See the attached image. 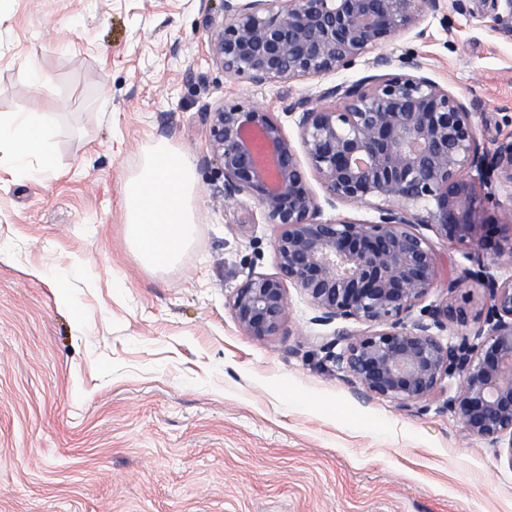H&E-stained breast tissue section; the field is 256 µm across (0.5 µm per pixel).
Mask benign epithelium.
I'll return each mask as SVG.
<instances>
[{
    "mask_svg": "<svg viewBox=\"0 0 512 512\" xmlns=\"http://www.w3.org/2000/svg\"><path fill=\"white\" fill-rule=\"evenodd\" d=\"M441 0H223L224 23L211 35L213 59L256 86L288 84L350 69L356 59L415 29ZM303 152L325 190L309 186L281 121L258 101L206 112L209 147L224 170V205L245 194L277 226L278 273L252 271L230 308L248 336L284 332L287 284L336 322L324 345L332 363L377 395L426 411L444 397V379L461 375L446 399L467 436L508 441L512 461V209L486 219L482 191L494 178L512 189V142L490 153L463 102L433 80L389 73L342 82L290 108ZM376 212L372 220H321L322 204ZM490 253L474 274L457 273L419 231ZM476 277L488 294L471 313L440 303L412 317L434 289L453 294ZM364 324L352 330L350 324ZM476 325V344L442 343L433 329ZM340 352H335L339 343Z\"/></svg>",
    "mask_w": 512,
    "mask_h": 512,
    "instance_id": "7a95c632",
    "label": "benign epithelium"
}]
</instances>
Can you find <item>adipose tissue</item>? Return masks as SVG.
Instances as JSON below:
<instances>
[{
    "mask_svg": "<svg viewBox=\"0 0 512 512\" xmlns=\"http://www.w3.org/2000/svg\"><path fill=\"white\" fill-rule=\"evenodd\" d=\"M54 136L47 113L0 114V154L23 170L41 175L56 172ZM192 189L187 159L166 147L156 148L137 180L125 185L124 200L130 210L127 236L146 265L163 268L181 257L194 226L188 204Z\"/></svg>",
    "mask_w": 512,
    "mask_h": 512,
    "instance_id": "1",
    "label": "adipose tissue"
}]
</instances>
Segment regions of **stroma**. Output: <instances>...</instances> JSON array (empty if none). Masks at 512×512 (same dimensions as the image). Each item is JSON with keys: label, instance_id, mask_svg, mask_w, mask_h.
<instances>
[{"label": "stroma", "instance_id": "stroma-1", "mask_svg": "<svg viewBox=\"0 0 512 512\" xmlns=\"http://www.w3.org/2000/svg\"><path fill=\"white\" fill-rule=\"evenodd\" d=\"M223 19L221 0H0V113L48 112L59 166H0V512H512L506 449L444 401L364 396L297 288L285 335L239 328L234 289L275 273L278 229L249 196L225 207L205 118L258 101L295 142L289 105L412 60L492 151L512 141V32L468 0L352 69L259 87L211 59ZM160 144L190 160L195 229L154 269L122 188Z\"/></svg>", "mask_w": 512, "mask_h": 512}]
</instances>
